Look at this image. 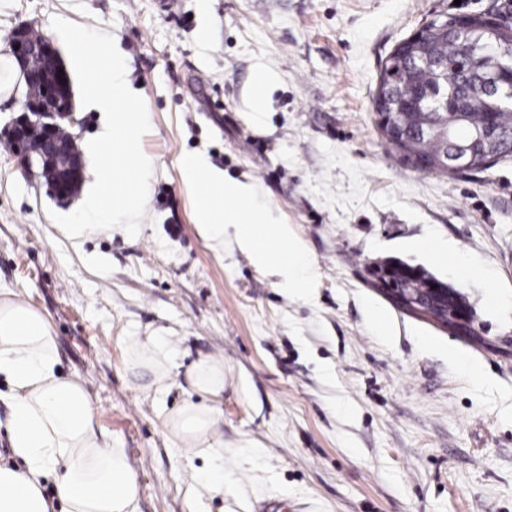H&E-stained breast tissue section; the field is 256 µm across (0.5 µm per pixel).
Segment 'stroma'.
Segmentation results:
<instances>
[{"label":"stroma","instance_id":"obj_1","mask_svg":"<svg viewBox=\"0 0 512 512\" xmlns=\"http://www.w3.org/2000/svg\"><path fill=\"white\" fill-rule=\"evenodd\" d=\"M488 10L510 17L512 0H0V55L20 25L54 38L55 16L110 33L151 115L134 237H67L53 216L78 200L53 199L0 141V291L46 315L62 371L82 377L127 454L139 512H512V158L420 171L373 104L401 40L434 16ZM260 67L275 80L255 112ZM187 152L254 184L291 226L317 272L310 295L257 270L232 237L217 251L199 236ZM384 260L451 284L474 336L389 302L368 274ZM150 334L175 353L160 386L125 369L127 339ZM202 355L224 363L220 492L209 458L173 447L160 420Z\"/></svg>","mask_w":512,"mask_h":512}]
</instances>
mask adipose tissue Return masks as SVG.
Segmentation results:
<instances>
[{
    "instance_id": "ef3b65f1",
    "label": "adipose tissue",
    "mask_w": 512,
    "mask_h": 512,
    "mask_svg": "<svg viewBox=\"0 0 512 512\" xmlns=\"http://www.w3.org/2000/svg\"><path fill=\"white\" fill-rule=\"evenodd\" d=\"M183 182L194 192L198 234L223 245L232 230L240 249L263 273L307 292L315 274L305 248L288 224L258 203L251 184L225 179L199 154L179 160ZM130 369L162 381L173 355L162 336H133L126 343ZM0 378L11 390L8 424L16 466L0 463V512H138L139 485L124 449L102 428L80 377L59 367L56 339L35 306L0 297ZM192 398L164 414L162 426L177 448H200L214 463L216 488L224 486V448L211 438L212 404L224 389V365L204 356L190 369ZM53 480L55 500L44 494Z\"/></svg>"
}]
</instances>
